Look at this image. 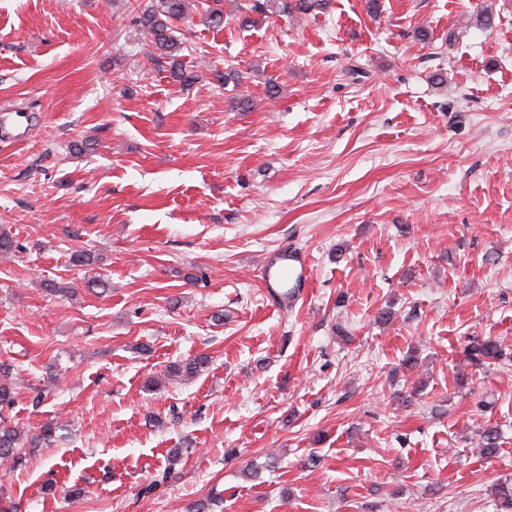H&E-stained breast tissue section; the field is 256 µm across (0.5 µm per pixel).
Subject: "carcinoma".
<instances>
[{"label":"carcinoma","instance_id":"carcinoma-1","mask_svg":"<svg viewBox=\"0 0 512 512\" xmlns=\"http://www.w3.org/2000/svg\"><path fill=\"white\" fill-rule=\"evenodd\" d=\"M199 0H143L137 5L132 18L135 34L150 42L147 54L153 69L165 71L171 78L184 86H190L200 79L199 71L184 64L182 52L185 36L176 35V24L189 20L198 11ZM326 7V0H244L239 10L247 13L245 21L255 22L252 14L263 17L277 13L311 14ZM466 360L483 366L496 365L504 359L501 344L490 337L469 339L465 348ZM210 360L200 354L169 364L164 378L169 380L193 379L206 370ZM15 401V380L11 365L0 362V462H16L27 454V449L38 448L53 442L56 423L41 426V432L30 435L21 430L11 417L3 414ZM479 447L484 457L496 456L500 448L501 432L496 425L482 426L478 430ZM496 512H512V487L498 484L493 490Z\"/></svg>","mask_w":512,"mask_h":512}]
</instances>
